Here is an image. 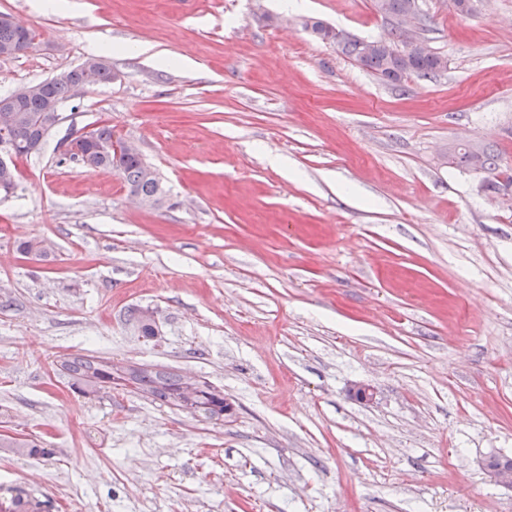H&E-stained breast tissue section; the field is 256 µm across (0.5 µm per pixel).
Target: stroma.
I'll return each mask as SVG.
<instances>
[{
    "label": "stroma",
    "instance_id": "35a3bbf8",
    "mask_svg": "<svg viewBox=\"0 0 512 512\" xmlns=\"http://www.w3.org/2000/svg\"><path fill=\"white\" fill-rule=\"evenodd\" d=\"M417 6L446 68L392 85L302 27L389 37L374 0H0L39 34L0 59V96L90 56L115 74L62 103L0 198V434L47 450L0 448V487L47 512H512L483 468L512 457V204L448 164L472 142L512 169V0ZM104 124L161 205L63 159ZM92 354L195 375L233 411L81 394L61 364Z\"/></svg>",
    "mask_w": 512,
    "mask_h": 512
}]
</instances>
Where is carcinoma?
Masks as SVG:
<instances>
[{
    "mask_svg": "<svg viewBox=\"0 0 512 512\" xmlns=\"http://www.w3.org/2000/svg\"><path fill=\"white\" fill-rule=\"evenodd\" d=\"M414 3L415 0H375L374 6L380 5L386 14L397 16L407 12ZM303 26L314 38L337 46L344 55L386 83L397 84L408 76L432 78L444 68L439 55H407L395 42L367 53L364 51L363 40L346 36L338 41L336 29L318 18L305 20ZM37 37L38 34L33 29L22 32L16 27L0 23V54L11 47H17L24 53L35 47ZM112 79V67L109 65L99 68L91 80L88 79L84 68L79 65L68 71L65 80L46 83L42 93L21 99L17 105L19 120L13 130V137L18 142L21 155L28 156V147L42 138L37 116L48 101L62 103L84 86L110 82ZM113 132L114 129L110 125L99 126L93 131V142L88 144V148L92 149V165L117 172L125 181L129 192L139 195L148 206L159 205L165 196V190L156 171L139 153L123 154L120 158H115L112 154ZM448 164L463 171L482 172L481 186L486 192L497 197L512 195V175L500 178L499 155L491 148H452L448 151ZM61 367L70 378L71 386L82 394L86 393L85 386L95 382L110 391L129 385L155 400L174 406L175 395L181 391V376L155 365L149 368L133 366L123 369L116 367L110 357L91 355L72 357L65 360ZM213 399L214 394L203 392L194 398L187 410L211 419L213 413L208 409V405ZM0 447L30 456L47 454L46 449L39 445L19 439L0 440ZM0 512L46 510L42 500L18 493L7 501H0Z\"/></svg>",
    "mask_w": 512,
    "mask_h": 512,
    "instance_id": "cac0c4a2",
    "label": "carcinoma"
}]
</instances>
